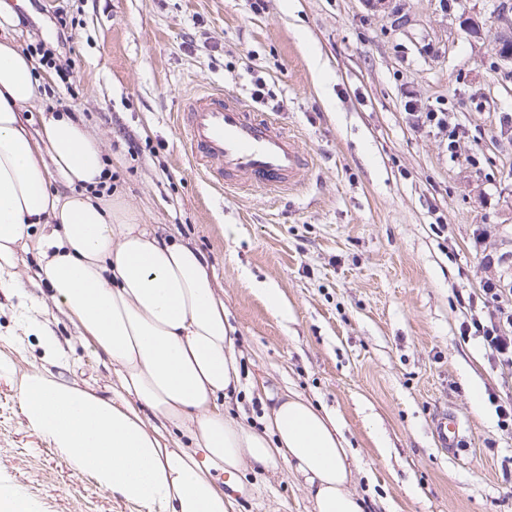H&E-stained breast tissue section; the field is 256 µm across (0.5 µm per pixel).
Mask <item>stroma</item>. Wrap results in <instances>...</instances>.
<instances>
[{"label":"stroma","instance_id":"obj_1","mask_svg":"<svg viewBox=\"0 0 512 512\" xmlns=\"http://www.w3.org/2000/svg\"><path fill=\"white\" fill-rule=\"evenodd\" d=\"M16 14L20 49L54 54L37 69L46 106L101 142L114 196L204 256L241 367L234 416L259 424L268 395L290 390L335 414L366 512H512V430L497 412L512 365L461 334L475 319L512 334V62L495 51L512 0H23ZM258 79L264 113L310 159L281 195L213 185L178 130L187 95L248 101ZM427 110L464 129L456 147L417 119ZM17 303L0 292V479L37 512H137L24 427L14 381L43 361L17 336ZM51 327L78 382L105 393L103 359L64 314ZM445 408L468 428L457 458L432 433ZM241 480L238 512H312L286 466Z\"/></svg>","mask_w":512,"mask_h":512}]
</instances>
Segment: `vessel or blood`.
Segmentation results:
<instances>
[{"label":"vessel or blood","instance_id":"obj_1","mask_svg":"<svg viewBox=\"0 0 512 512\" xmlns=\"http://www.w3.org/2000/svg\"><path fill=\"white\" fill-rule=\"evenodd\" d=\"M178 125L193 161L220 187L278 193L305 177L308 159L296 137L275 119L256 117L239 98L223 91L188 97ZM434 427L441 448L459 454L465 425L448 413L435 418Z\"/></svg>","mask_w":512,"mask_h":512}]
</instances>
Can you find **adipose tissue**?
<instances>
[{
	"label": "adipose tissue",
	"instance_id": "1",
	"mask_svg": "<svg viewBox=\"0 0 512 512\" xmlns=\"http://www.w3.org/2000/svg\"><path fill=\"white\" fill-rule=\"evenodd\" d=\"M37 67L0 34V290L17 297L15 326L47 364L16 382L26 428L139 512H237L229 489L243 468L282 462L303 478L314 512H365L334 416L296 393L266 407L258 428L229 415L220 398L239 385V369L204 257L118 213L102 145L80 122L60 113L28 131L24 113L43 109ZM53 176L64 191L50 189ZM28 247L55 306L114 366L107 394L60 374L59 340L14 276Z\"/></svg>",
	"mask_w": 512,
	"mask_h": 512
}]
</instances>
